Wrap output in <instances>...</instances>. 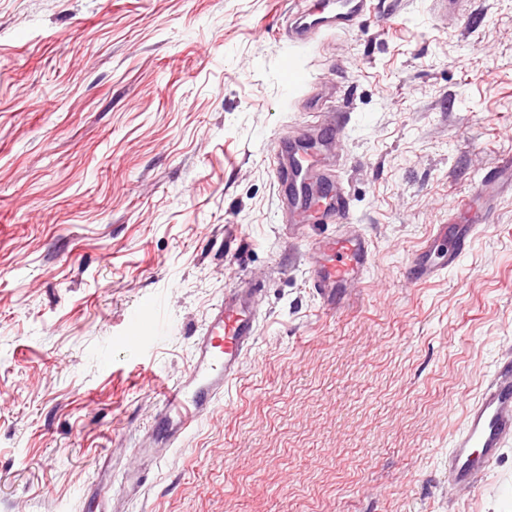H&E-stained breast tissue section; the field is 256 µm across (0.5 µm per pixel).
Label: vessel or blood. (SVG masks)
Here are the masks:
<instances>
[{
    "label": "vessel or blood",
    "mask_w": 512,
    "mask_h": 512,
    "mask_svg": "<svg viewBox=\"0 0 512 512\" xmlns=\"http://www.w3.org/2000/svg\"><path fill=\"white\" fill-rule=\"evenodd\" d=\"M373 0H316L305 9L291 31L294 43L303 45L322 30L340 31L372 10ZM340 127L322 128L316 139L280 142L275 150V177L284 208L293 224H337L349 214V199L337 186L317 144H340ZM487 185L512 192V158H503L488 170ZM491 203L473 193L462 207L464 224L458 225L448 244L447 261L438 264L426 257L413 260L412 280L430 279L443 266H454L468 248L478 222L489 214ZM370 241L342 229L318 240L314 246L311 288L325 311L341 307L347 290L368 271ZM255 291L232 288L215 304L194 344V360L184 379L160 389L164 417L157 437L168 447L178 443L210 417L216 402L235 379L257 333ZM512 441V356H507L493 378L470 406L463 429L448 452V485L474 488L484 471Z\"/></svg>",
    "instance_id": "1"
}]
</instances>
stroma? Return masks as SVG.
<instances>
[{"label":"stroma","instance_id":"1","mask_svg":"<svg viewBox=\"0 0 512 512\" xmlns=\"http://www.w3.org/2000/svg\"><path fill=\"white\" fill-rule=\"evenodd\" d=\"M306 0H0V512H506L512 443L448 487L467 408L512 354V195L456 266L408 279L512 155V0H374L315 36ZM330 116L348 222L372 243L325 312L284 233L274 140ZM258 332L213 415L123 471L226 289ZM164 300L159 337L132 324Z\"/></svg>","mask_w":512,"mask_h":512}]
</instances>
